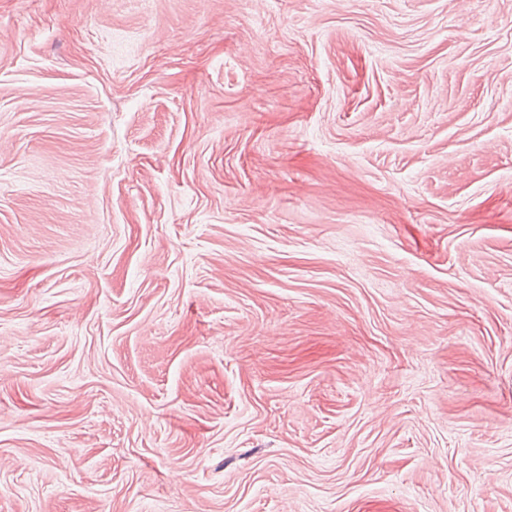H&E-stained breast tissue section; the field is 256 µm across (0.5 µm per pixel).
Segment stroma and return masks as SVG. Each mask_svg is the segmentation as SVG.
Masks as SVG:
<instances>
[{"label": "stroma", "instance_id": "stroma-1", "mask_svg": "<svg viewBox=\"0 0 512 512\" xmlns=\"http://www.w3.org/2000/svg\"><path fill=\"white\" fill-rule=\"evenodd\" d=\"M0 512H512V0H0Z\"/></svg>", "mask_w": 512, "mask_h": 512}]
</instances>
